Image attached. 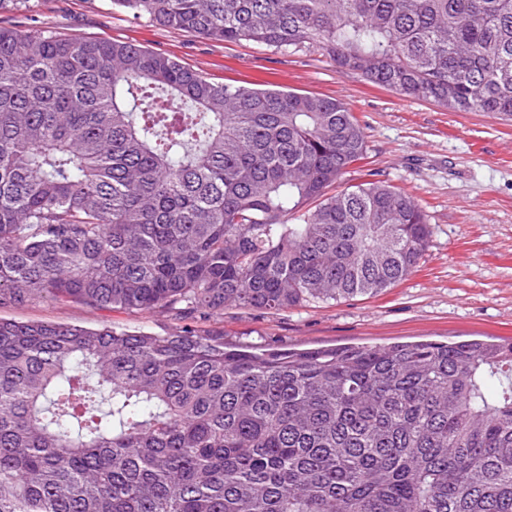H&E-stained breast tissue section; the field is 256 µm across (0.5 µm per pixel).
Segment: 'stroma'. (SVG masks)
I'll return each mask as SVG.
<instances>
[{
	"instance_id": "1",
	"label": "stroma",
	"mask_w": 512,
	"mask_h": 512,
	"mask_svg": "<svg viewBox=\"0 0 512 512\" xmlns=\"http://www.w3.org/2000/svg\"><path fill=\"white\" fill-rule=\"evenodd\" d=\"M32 3L27 11H0V24L21 29L47 24L65 35L127 41L214 82L278 86L343 101L366 128L367 158L336 183V191L361 182L372 169L411 195L427 216L432 236L417 270L379 296L286 312L229 306L223 317L195 319V329L253 349L425 340L512 343V118L450 112L372 86L337 69L314 48L206 39L113 9L111 0ZM0 318L157 334L183 325L169 312L95 309L48 298L0 305Z\"/></svg>"
}]
</instances>
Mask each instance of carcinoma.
Masks as SVG:
<instances>
[{
    "mask_svg": "<svg viewBox=\"0 0 512 512\" xmlns=\"http://www.w3.org/2000/svg\"><path fill=\"white\" fill-rule=\"evenodd\" d=\"M315 47L450 112L512 116V0H112ZM333 97L0 26V302L286 312L377 296L432 234ZM0 512H512V344L261 352L0 319Z\"/></svg>",
    "mask_w": 512,
    "mask_h": 512,
    "instance_id": "carcinoma-1",
    "label": "carcinoma"
}]
</instances>
